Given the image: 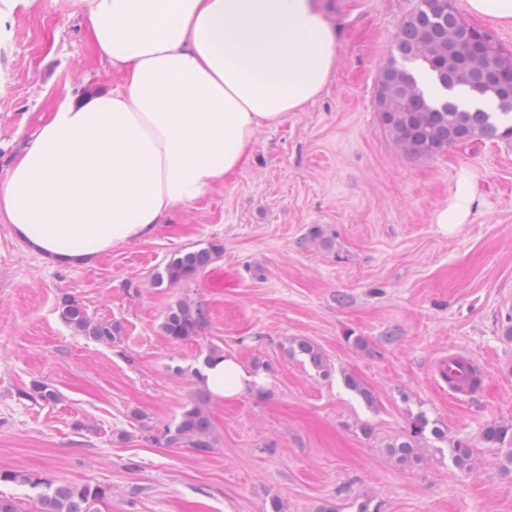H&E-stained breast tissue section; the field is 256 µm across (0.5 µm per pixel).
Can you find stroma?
Instances as JSON below:
<instances>
[{"instance_id":"obj_1","label":"stroma","mask_w":512,"mask_h":512,"mask_svg":"<svg viewBox=\"0 0 512 512\" xmlns=\"http://www.w3.org/2000/svg\"><path fill=\"white\" fill-rule=\"evenodd\" d=\"M323 2L338 58L322 93L261 127L251 164L151 237L53 266L0 224V468L105 488L100 512H270L274 499L281 512H512V458L481 440L512 423V144L405 155L375 100L418 0ZM0 11L1 179L66 89L116 79L71 0H0ZM464 194L467 215L440 232L437 214ZM213 243L221 255L192 281L153 287L171 255ZM224 273L230 284L214 287ZM65 295L120 323V340L72 332L56 312ZM183 298L208 327L174 343L160 323ZM294 339L322 351L330 376L289 353ZM211 347L259 368L263 394L207 400V455L156 444L198 396L193 369ZM448 351L479 361L473 395L452 398L433 377ZM36 382L59 401L23 399ZM421 415L448 439L399 463L385 446ZM459 440L476 449L472 470L450 457Z\"/></svg>"}]
</instances>
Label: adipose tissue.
Returning <instances> with one entry per match:
<instances>
[{
  "label": "adipose tissue",
  "instance_id": "obj_1",
  "mask_svg": "<svg viewBox=\"0 0 512 512\" xmlns=\"http://www.w3.org/2000/svg\"><path fill=\"white\" fill-rule=\"evenodd\" d=\"M117 84L67 90L0 180V223L49 262L91 264L251 162L259 128L324 90L338 54L320 0H73ZM218 400L266 383L235 356Z\"/></svg>",
  "mask_w": 512,
  "mask_h": 512
}]
</instances>
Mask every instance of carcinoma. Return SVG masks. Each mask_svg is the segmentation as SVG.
<instances>
[{
  "label": "carcinoma",
  "instance_id": "cac0c4a2",
  "mask_svg": "<svg viewBox=\"0 0 512 512\" xmlns=\"http://www.w3.org/2000/svg\"><path fill=\"white\" fill-rule=\"evenodd\" d=\"M467 24L446 4L437 0H420L419 7L401 23L394 43L396 56L382 71L377 94L382 96L385 111L380 120L393 141L409 156L430 157L452 146L486 138L512 140V112L468 110L442 98L433 101L411 76L406 64L428 68L446 91L472 87V79L496 65L512 67V58L502 56L497 47L489 45L481 57L469 50ZM221 245L212 244L198 250L179 252L169 259L163 272L155 275L153 284L160 288L182 285L206 269L220 254ZM59 319L73 332L110 345L120 337V324L91 318L74 298L65 296L57 305ZM208 326L207 314L201 306L179 301L165 312L160 330L173 343L202 335ZM289 350L305 356L319 372L327 375L330 365L322 352L311 342L293 340ZM22 396L45 403L59 399L58 392L47 384L36 382ZM428 421L416 419L411 430L386 445L389 456L400 463L418 459L417 450ZM211 421L201 408L190 402L183 406L179 422L166 428L157 440L167 445L186 442L204 455L213 448ZM486 443L508 450L512 458V424L491 425L484 430ZM455 465L471 470L475 449L458 441L451 448ZM0 482L27 484L38 490L39 512H99L97 505L106 496L100 487L55 484L31 477L19 469H0Z\"/></svg>",
  "mask_w": 512,
  "mask_h": 512
}]
</instances>
